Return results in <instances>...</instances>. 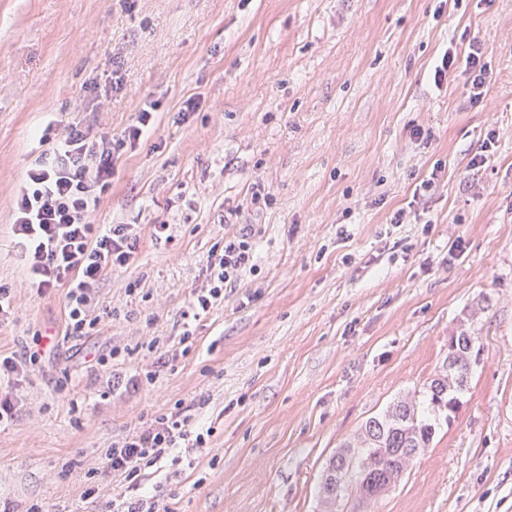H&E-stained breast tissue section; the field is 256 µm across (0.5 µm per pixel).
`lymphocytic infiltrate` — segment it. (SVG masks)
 Masks as SVG:
<instances>
[{
  "mask_svg": "<svg viewBox=\"0 0 512 512\" xmlns=\"http://www.w3.org/2000/svg\"><path fill=\"white\" fill-rule=\"evenodd\" d=\"M481 42L470 43L465 58L445 52L434 70L443 81L457 64L473 77L472 96L480 98L489 76ZM153 114L142 110L136 125L121 139L90 134L81 124L60 125L48 121L37 131L40 143L51 144L49 157L39 160L21 180L16 191L13 233L26 260V280L38 295L64 289L66 333L86 335L93 323L87 318L89 292L112 268L133 260L138 241L126 224L98 225L93 215L102 195L112 185V174L123 148H136ZM255 240L241 233L225 238L207 258L209 287L193 294L188 311L199 314L223 302L225 287L236 283L254 267ZM205 444L203 433L194 430L189 417L173 412L156 419L143 431L113 443L106 453L113 475L134 478L175 449Z\"/></svg>",
  "mask_w": 512,
  "mask_h": 512,
  "instance_id": "1",
  "label": "lymphocytic infiltrate"
}]
</instances>
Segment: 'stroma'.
I'll return each instance as SVG.
<instances>
[{
  "instance_id": "stroma-1",
  "label": "stroma",
  "mask_w": 512,
  "mask_h": 512,
  "mask_svg": "<svg viewBox=\"0 0 512 512\" xmlns=\"http://www.w3.org/2000/svg\"><path fill=\"white\" fill-rule=\"evenodd\" d=\"M476 39L474 102L463 69L433 74ZM149 102L94 217L137 253L92 288L91 335L62 338L65 292L26 287L12 231L33 131L117 138ZM248 227L254 271L186 321L211 248ZM0 285V354L27 360L0 512H321L340 445L463 332L482 355L460 408L374 505L336 512H512V0H0ZM180 409L205 447L112 474L113 442ZM487 48L479 41L469 44V51L465 56V70L473 75L472 97L479 99L483 93L486 80L489 77L488 63L484 61Z\"/></svg>"
}]
</instances>
